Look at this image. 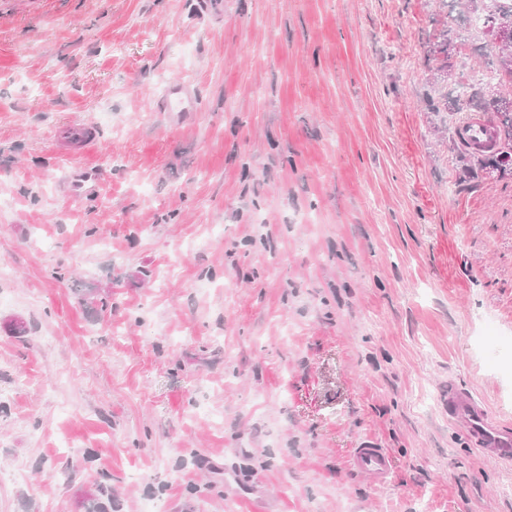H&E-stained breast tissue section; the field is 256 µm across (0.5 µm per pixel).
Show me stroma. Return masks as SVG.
Masks as SVG:
<instances>
[{
	"instance_id": "obj_1",
	"label": "stroma",
	"mask_w": 512,
	"mask_h": 512,
	"mask_svg": "<svg viewBox=\"0 0 512 512\" xmlns=\"http://www.w3.org/2000/svg\"><path fill=\"white\" fill-rule=\"evenodd\" d=\"M439 23L486 84L441 0H0V512H512L448 420L452 383L512 420V177L458 185ZM171 99L167 104V112H193L194 111V98L188 91L187 87L182 83H174L168 93ZM94 139L91 128L83 124L72 127L69 132L63 134V140L69 147L71 155L82 154L85 147ZM352 465L358 472L364 474L373 485H384L390 475L389 454L372 441H365L360 448H356ZM111 505L112 488L105 484L82 491L78 500L80 512H109Z\"/></svg>"
}]
</instances>
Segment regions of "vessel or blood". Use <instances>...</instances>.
Here are the masks:
<instances>
[{
    "mask_svg": "<svg viewBox=\"0 0 512 512\" xmlns=\"http://www.w3.org/2000/svg\"><path fill=\"white\" fill-rule=\"evenodd\" d=\"M168 96V110L193 111L194 98L184 84H173ZM458 138L473 149H485L494 142L492 126L480 114L468 117L459 129ZM93 139L91 128L85 125L71 128L63 135L64 142L74 155L83 153ZM448 416L465 429L474 447L493 449L500 460L512 461V423L493 418L477 400L453 385L448 388ZM352 465L377 486L384 485L390 475L389 454L371 441L363 442L355 450Z\"/></svg>",
    "mask_w": 512,
    "mask_h": 512,
    "instance_id": "obj_1",
    "label": "vessel or blood"
}]
</instances>
